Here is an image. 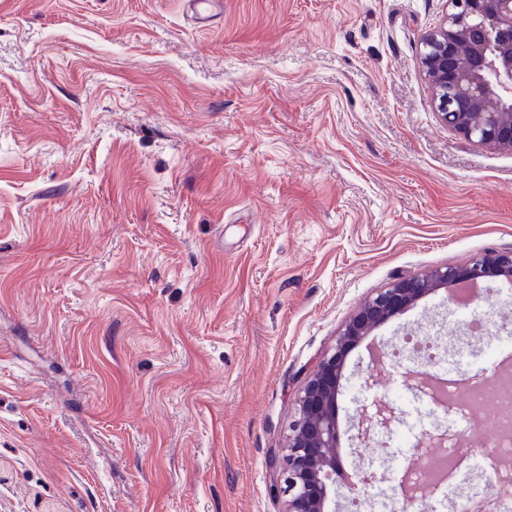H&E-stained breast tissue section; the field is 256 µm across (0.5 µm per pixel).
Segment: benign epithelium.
Wrapping results in <instances>:
<instances>
[{
    "instance_id": "benign-epithelium-1",
    "label": "benign epithelium",
    "mask_w": 512,
    "mask_h": 512,
    "mask_svg": "<svg viewBox=\"0 0 512 512\" xmlns=\"http://www.w3.org/2000/svg\"><path fill=\"white\" fill-rule=\"evenodd\" d=\"M452 10L428 32L420 62L435 108L451 128L479 145L512 152V0H449ZM465 46V63L459 49ZM512 278V252H496L456 268L402 279L367 299L345 323L300 389L299 417L288 437V454L274 478L288 495L286 512H335L329 507L340 466L338 382L348 353L395 314L448 284ZM394 415L377 401L361 407L353 439L363 444L391 429ZM375 479L362 470L343 486V499Z\"/></svg>"
}]
</instances>
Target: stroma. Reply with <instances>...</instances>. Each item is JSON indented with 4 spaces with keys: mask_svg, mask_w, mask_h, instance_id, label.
Wrapping results in <instances>:
<instances>
[{
    "mask_svg": "<svg viewBox=\"0 0 512 512\" xmlns=\"http://www.w3.org/2000/svg\"><path fill=\"white\" fill-rule=\"evenodd\" d=\"M447 0H0V512H285L270 460L359 305L512 251V153L448 127L420 64ZM478 310L512 361V287ZM432 293L348 354L343 470L399 512L413 437L447 429L420 361L466 335ZM378 397L389 433L347 428ZM447 355V342L442 336L422 335L403 338L394 343L386 351L385 357L392 362L421 358L428 365H436L446 361Z\"/></svg>",
    "mask_w": 512,
    "mask_h": 512,
    "instance_id": "stroma-1",
    "label": "stroma"
}]
</instances>
